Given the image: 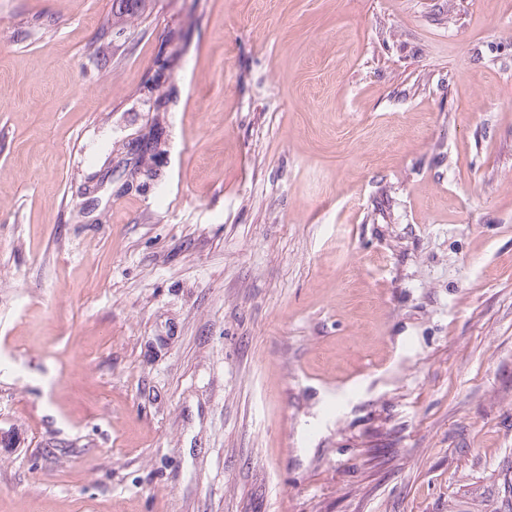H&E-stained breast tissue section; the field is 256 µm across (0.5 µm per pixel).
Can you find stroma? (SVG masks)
<instances>
[{
    "label": "stroma",
    "instance_id": "stroma-1",
    "mask_svg": "<svg viewBox=\"0 0 512 512\" xmlns=\"http://www.w3.org/2000/svg\"><path fill=\"white\" fill-rule=\"evenodd\" d=\"M111 26L0 0V512H512V0ZM159 125V114L157 113L151 119L148 135H142L141 138L135 139L134 142L123 143L116 149V157H120L117 161V166L124 163V170L121 175L126 172L128 165L132 164L129 176L120 186V190L125 191L133 187L134 178L142 172L147 173L148 177L152 176L153 166L162 152L160 132L162 127Z\"/></svg>",
    "mask_w": 512,
    "mask_h": 512
}]
</instances>
